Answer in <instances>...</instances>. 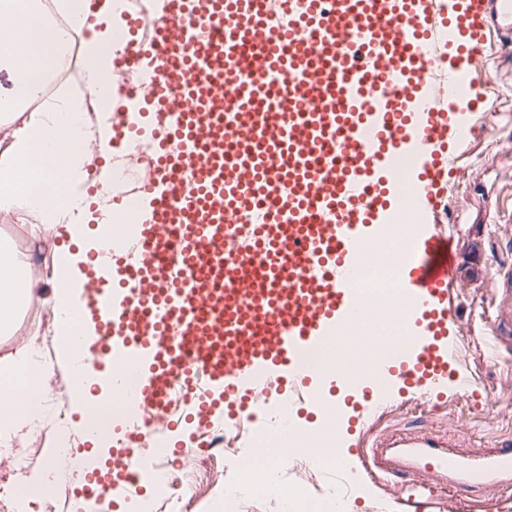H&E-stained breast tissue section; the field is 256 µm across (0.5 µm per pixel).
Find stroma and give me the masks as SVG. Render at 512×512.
Masks as SVG:
<instances>
[{
    "mask_svg": "<svg viewBox=\"0 0 512 512\" xmlns=\"http://www.w3.org/2000/svg\"><path fill=\"white\" fill-rule=\"evenodd\" d=\"M490 45L497 54L489 58L486 69L489 108L466 119L469 134L454 163L444 220L460 260L448 287V302L460 324L457 366L473 380L478 393L449 394L446 406L420 415L403 406L389 371H382L374 394L384 403L371 430L377 438L422 429L470 455L488 453L498 439L512 436V291L503 287L512 264V41L496 38ZM0 236L9 238L20 255L31 257L46 275L51 272L54 247L70 242L66 236L33 237L26 224L2 215ZM497 329L502 332L498 338L493 335ZM28 339L36 340L53 358L56 385L67 384L68 361L58 354L51 316L26 310L13 335H0V358ZM278 469L288 483L306 476L327 498L335 497L337 483H344L353 512H395L400 483H373L357 460H350L340 476L312 463L290 460L281 461ZM84 490V484L74 478L61 484L49 500L52 512H124L112 500H96L80 510ZM431 512H512V488H501L491 497L445 480L434 489Z\"/></svg>",
    "mask_w": 512,
    "mask_h": 512,
    "instance_id": "stroma-1",
    "label": "stroma"
}]
</instances>
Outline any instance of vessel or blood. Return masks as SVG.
Here are the masks:
<instances>
[{
  "label": "vessel or blood",
  "mask_w": 512,
  "mask_h": 512,
  "mask_svg": "<svg viewBox=\"0 0 512 512\" xmlns=\"http://www.w3.org/2000/svg\"><path fill=\"white\" fill-rule=\"evenodd\" d=\"M128 22L123 65L168 78L131 92L152 108L154 168L136 191V232L107 260L87 259L80 312L98 337L85 366L134 367L154 410L181 387L200 425L264 399L258 371L288 404L322 405L301 354L339 324L348 346L377 341L349 271L359 244L391 224L390 192L406 177L417 205L397 288L414 305V356L398 388L426 401L468 392L448 305L459 262L434 218L463 118L484 104L476 58L488 33L512 35V0H163ZM405 153L406 174L392 164ZM229 223L242 229L231 243ZM351 453L370 477L408 476L405 512L437 480L489 493L512 480V439L473 457L424 431L360 436ZM143 454L114 449L112 480H92V493L133 481Z\"/></svg>",
  "instance_id": "obj_1"
}]
</instances>
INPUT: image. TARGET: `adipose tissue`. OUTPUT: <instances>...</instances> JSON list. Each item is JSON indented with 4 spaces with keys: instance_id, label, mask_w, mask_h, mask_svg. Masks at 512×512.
<instances>
[{
    "instance_id": "adipose-tissue-1",
    "label": "adipose tissue",
    "mask_w": 512,
    "mask_h": 512,
    "mask_svg": "<svg viewBox=\"0 0 512 512\" xmlns=\"http://www.w3.org/2000/svg\"><path fill=\"white\" fill-rule=\"evenodd\" d=\"M60 8L72 30L89 33L82 46L79 87L59 96L49 108L31 112L28 102L61 59L62 37L42 17L37 0H21L17 5L5 0L0 6V72L10 83L0 94V214L30 222L34 236L61 230L76 241L83 238L88 222L83 147L93 137L100 153L112 151L109 130H90L87 101H102L107 95L118 5L116 0H98L94 5L88 0H62ZM78 262L77 254L55 250L51 278L46 281L33 273L9 239L0 238V334L12 335L21 309L45 299L78 398L84 401L98 379L83 365L92 337L89 325L77 323V304L87 281ZM406 351V343L387 339L373 347L361 344L349 349L336 335L309 368L355 386ZM52 371L51 360L33 341L0 359V447H12L16 439L36 429L52 432L60 445L53 465L36 476L38 498L43 500L54 495L64 478L85 466L84 458L72 451L70 429L58 424L46 404V380Z\"/></svg>"
}]
</instances>
